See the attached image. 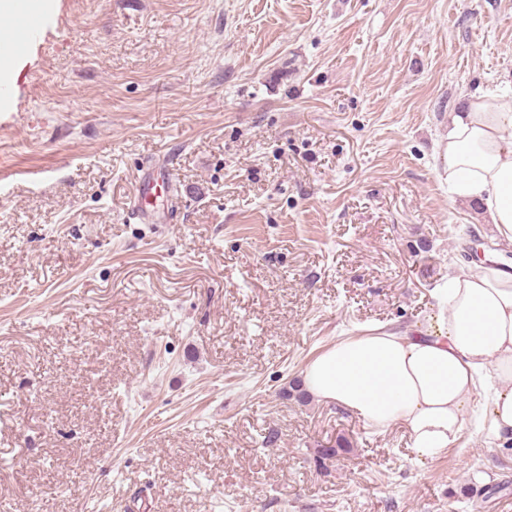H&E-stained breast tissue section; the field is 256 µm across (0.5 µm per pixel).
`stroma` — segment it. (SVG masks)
<instances>
[{"label": "stroma", "mask_w": 512, "mask_h": 512, "mask_svg": "<svg viewBox=\"0 0 512 512\" xmlns=\"http://www.w3.org/2000/svg\"><path fill=\"white\" fill-rule=\"evenodd\" d=\"M40 21L0 99V512H512L485 394L422 461L287 393L345 337L423 327L473 240L512 263L439 154L471 95L512 91V0ZM153 167V220L128 219Z\"/></svg>", "instance_id": "obj_1"}]
</instances>
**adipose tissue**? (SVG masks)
Here are the masks:
<instances>
[{"label":"adipose tissue","mask_w":512,"mask_h":512,"mask_svg":"<svg viewBox=\"0 0 512 512\" xmlns=\"http://www.w3.org/2000/svg\"><path fill=\"white\" fill-rule=\"evenodd\" d=\"M441 151L449 192L480 202L512 240V96L471 97L452 115ZM435 299L427 328L348 338L319 354L305 390L376 430L402 426L417 457L434 459L464 430L478 373L488 368L491 427L512 441V272L472 262Z\"/></svg>","instance_id":"1"}]
</instances>
